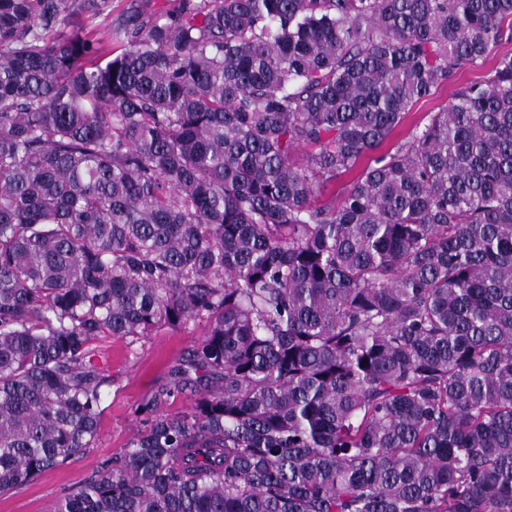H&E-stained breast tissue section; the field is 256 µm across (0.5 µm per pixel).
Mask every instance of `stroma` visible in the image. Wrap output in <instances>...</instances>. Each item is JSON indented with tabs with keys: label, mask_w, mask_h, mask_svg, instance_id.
I'll list each match as a JSON object with an SVG mask.
<instances>
[{
	"label": "stroma",
	"mask_w": 512,
	"mask_h": 512,
	"mask_svg": "<svg viewBox=\"0 0 512 512\" xmlns=\"http://www.w3.org/2000/svg\"><path fill=\"white\" fill-rule=\"evenodd\" d=\"M184 0H108L86 18V30L104 32L131 11L147 18L175 15ZM208 323L196 319L173 329L126 339L102 337L98 363L112 380L105 391L98 435L91 448L47 471L22 488L0 494V512H55L59 502L98 471L115 466L137 429L147 425L157 388L205 336Z\"/></svg>",
	"instance_id": "obj_1"
}]
</instances>
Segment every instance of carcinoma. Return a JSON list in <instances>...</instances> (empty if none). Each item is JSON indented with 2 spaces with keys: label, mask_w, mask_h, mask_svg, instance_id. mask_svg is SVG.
<instances>
[{
  "label": "carcinoma",
  "mask_w": 512,
  "mask_h": 512,
  "mask_svg": "<svg viewBox=\"0 0 512 512\" xmlns=\"http://www.w3.org/2000/svg\"><path fill=\"white\" fill-rule=\"evenodd\" d=\"M104 2L0 0V493L92 446L100 337L204 318L191 411L57 512H512V53L373 155L512 0H202L117 54Z\"/></svg>",
  "instance_id": "1"
}]
</instances>
